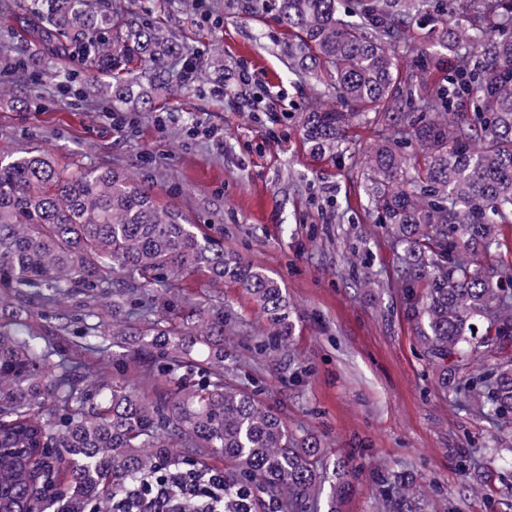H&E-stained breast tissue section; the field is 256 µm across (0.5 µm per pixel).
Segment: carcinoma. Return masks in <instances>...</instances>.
I'll use <instances>...</instances> for the list:
<instances>
[{"label":"carcinoma","instance_id":"cac0c4a2","mask_svg":"<svg viewBox=\"0 0 512 512\" xmlns=\"http://www.w3.org/2000/svg\"><path fill=\"white\" fill-rule=\"evenodd\" d=\"M288 29L291 68L336 91L342 109L314 101L304 142L318 157L343 153L349 130L374 126L363 170L371 214L391 227L397 273L426 355L448 384V360L485 359L512 339V266L491 259L512 225V0H444L436 39L403 75L396 51L428 0H271ZM39 49L19 72L68 57L63 91L101 92L116 112H151L182 85L172 62L189 52L143 14L97 0H16ZM144 74L132 80L130 65ZM234 282L290 335L277 279L200 230L128 173L59 169L46 150L0 147V512H129L119 495L147 473L224 474V512H317L319 443L297 439L246 385L224 380V311L172 295L194 272ZM79 298L72 317L67 299ZM54 307L48 331L29 320ZM136 328L125 355L157 383L103 388L109 321ZM78 334H72L74 323ZM459 391L512 424V363L466 367ZM337 463L327 512L346 495ZM385 512H430L409 473L392 475Z\"/></svg>","mask_w":512,"mask_h":512}]
</instances>
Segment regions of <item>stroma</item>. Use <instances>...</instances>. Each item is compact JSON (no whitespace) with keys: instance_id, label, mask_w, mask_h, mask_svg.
Listing matches in <instances>:
<instances>
[{"instance_id":"obj_1","label":"stroma","mask_w":512,"mask_h":512,"mask_svg":"<svg viewBox=\"0 0 512 512\" xmlns=\"http://www.w3.org/2000/svg\"><path fill=\"white\" fill-rule=\"evenodd\" d=\"M162 20L202 60L224 52L223 73L197 77L158 112L131 113L115 129L106 104L62 94L51 73L26 74L23 108L0 94V147L50 149L61 169L85 164L126 170L160 204L182 210L224 248L276 277L292 332L283 350H263L270 330L257 303L231 282L195 273L181 297L223 309L238 329L224 339L263 405L297 438L316 437L323 457L352 460L338 512H381L380 478L408 471L434 512H512V430L464 408L441 385L393 277L391 232L369 215L361 176L371 126L349 132L343 155L315 158L299 134L312 99L336 104L326 85L288 69V40L268 0L231 12L224 0H132ZM250 84L225 86L238 67ZM166 116V129L156 119ZM471 456L473 474L461 468Z\"/></svg>"}]
</instances>
